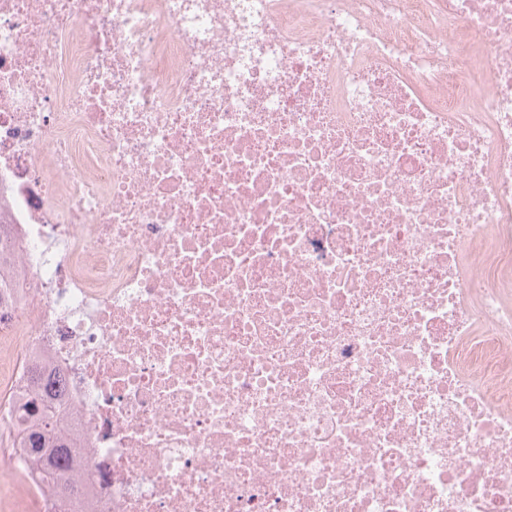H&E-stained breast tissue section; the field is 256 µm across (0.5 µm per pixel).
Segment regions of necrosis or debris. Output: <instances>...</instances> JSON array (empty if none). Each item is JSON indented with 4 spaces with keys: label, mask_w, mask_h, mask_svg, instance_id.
Segmentation results:
<instances>
[{
    "label": "necrosis or debris",
    "mask_w": 512,
    "mask_h": 512,
    "mask_svg": "<svg viewBox=\"0 0 512 512\" xmlns=\"http://www.w3.org/2000/svg\"><path fill=\"white\" fill-rule=\"evenodd\" d=\"M512 512V0H0V488L54 512ZM38 407L46 408V414L37 413ZM63 410V404L60 402L37 396L20 406L18 416L22 426L20 436L23 448H26L29 458L40 466L38 472L41 480L52 486L55 484L51 474H59L75 482L65 474L69 469L70 437L63 426ZM42 433L49 434L51 438L42 443ZM29 448H46V450L42 453H34ZM71 481L60 479L56 484L63 500H68L75 494Z\"/></svg>",
    "instance_id": "1"
}]
</instances>
